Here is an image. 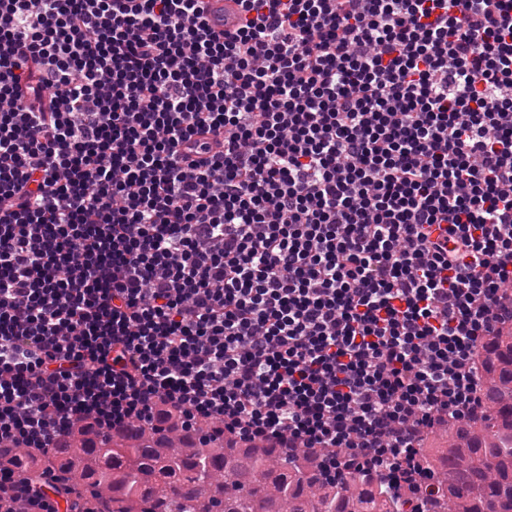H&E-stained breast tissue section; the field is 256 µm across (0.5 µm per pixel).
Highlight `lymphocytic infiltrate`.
I'll return each mask as SVG.
<instances>
[{"mask_svg": "<svg viewBox=\"0 0 512 512\" xmlns=\"http://www.w3.org/2000/svg\"><path fill=\"white\" fill-rule=\"evenodd\" d=\"M238 3L0 0V447L175 413L422 485L512 328V0ZM211 25L217 30L231 29L238 15L236 0H209ZM223 23V24H222Z\"/></svg>", "mask_w": 512, "mask_h": 512, "instance_id": "1", "label": "lymphocytic infiltrate"}]
</instances>
